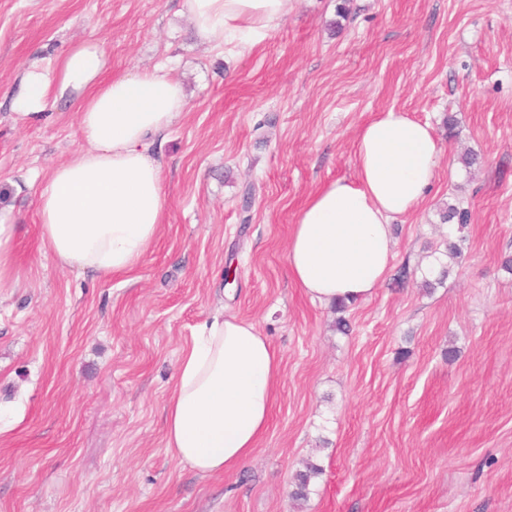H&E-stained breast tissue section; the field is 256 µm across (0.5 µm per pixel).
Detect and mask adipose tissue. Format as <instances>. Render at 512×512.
<instances>
[{
	"instance_id": "adipose-tissue-1",
	"label": "adipose tissue",
	"mask_w": 512,
	"mask_h": 512,
	"mask_svg": "<svg viewBox=\"0 0 512 512\" xmlns=\"http://www.w3.org/2000/svg\"><path fill=\"white\" fill-rule=\"evenodd\" d=\"M199 38L217 46L281 21L288 0H183ZM103 41L87 39L55 65L27 68L12 100L21 118L51 105L77 108L79 147L55 166L37 198L43 247L63 267L97 277L129 273L166 221L162 165L152 147L186 112L183 86L156 69L107 76ZM441 148L428 124L389 109L361 130L356 181L310 194L288 240L293 282L312 300L365 299L394 255L390 224L423 200ZM281 361L255 325L237 317L202 323L184 346L166 406L165 446L203 474L235 468L266 431Z\"/></svg>"
}]
</instances>
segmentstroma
Instances as JSON below:
<instances>
[{
	"label": "stroma",
	"instance_id": "stroma-1",
	"mask_svg": "<svg viewBox=\"0 0 512 512\" xmlns=\"http://www.w3.org/2000/svg\"><path fill=\"white\" fill-rule=\"evenodd\" d=\"M93 36L112 75L173 61L188 100L155 146L162 235L107 278L61 267L37 224L74 108L11 107L32 61ZM391 108L441 157L343 333L291 280L288 238ZM0 214L19 276L0 288V512H512V0H289L244 53L201 42L182 0H0ZM452 241L460 261L425 287ZM223 314L256 325L281 374L251 455L203 475L166 448L165 407L183 345Z\"/></svg>",
	"mask_w": 512,
	"mask_h": 512
}]
</instances>
